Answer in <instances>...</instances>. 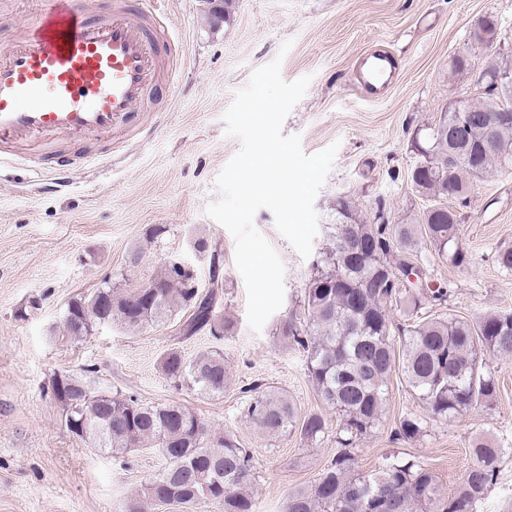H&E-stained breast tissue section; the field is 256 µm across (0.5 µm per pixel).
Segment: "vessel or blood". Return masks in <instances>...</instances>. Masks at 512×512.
<instances>
[{
  "instance_id": "obj_1",
  "label": "vessel or blood",
  "mask_w": 512,
  "mask_h": 512,
  "mask_svg": "<svg viewBox=\"0 0 512 512\" xmlns=\"http://www.w3.org/2000/svg\"><path fill=\"white\" fill-rule=\"evenodd\" d=\"M170 36L144 0H112L88 16L83 0H49L32 25L0 46V149L68 137H111L170 69ZM393 74L388 52L366 56L359 79L381 95Z\"/></svg>"
}]
</instances>
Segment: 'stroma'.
Segmentation results:
<instances>
[{
  "label": "stroma",
  "mask_w": 512,
  "mask_h": 512,
  "mask_svg": "<svg viewBox=\"0 0 512 512\" xmlns=\"http://www.w3.org/2000/svg\"><path fill=\"white\" fill-rule=\"evenodd\" d=\"M46 7V0H0V43ZM150 7L170 35L172 92L150 97L138 108V125L118 128L111 141L57 140L53 152L76 157L70 187L51 190L50 172L23 162L0 165V512H126L137 489L163 465L154 451L115 455L70 433L48 391L61 373L83 377L95 391L192 408L208 429L251 449L257 512H282L289 493L320 476L335 445H307L290 431L263 437L242 414L241 389L259 381L288 391L302 412L322 411L304 357L286 348L278 333L299 310L313 257L336 221L337 198L351 197L366 213L382 209L393 221L415 222L428 204L408 178L418 160L417 132L469 93L489 60L512 64V0H236L233 19L219 26L210 25L202 0H150ZM489 15L500 27L493 50L469 40L475 21ZM286 41L291 48L284 53ZM376 49L392 54L396 74L373 99L355 76L362 58ZM460 52L472 67L449 75V61ZM278 56L286 81L311 79L284 134L300 135L308 154L334 143L339 149L314 202L318 231L311 257H301L280 235L270 211L255 216L285 266L284 303L257 333L247 323L234 239L205 209L218 199L215 178L239 148L224 132L223 114L252 71ZM451 206L469 263L454 267L422 243L435 280L451 284L434 315L473 321L512 311V272L496 261L500 250L512 248V171L478 182L467 201ZM155 225L164 234L147 240ZM200 237L208 250L197 248ZM213 248L224 258L217 309L231 323L221 339L205 331L182 337L184 309L136 335L105 325L84 341L61 340L69 302L103 281L142 288L165 262L178 260L208 291ZM171 348L188 361L205 350L221 352L231 376L223 395L204 397L167 380L159 361ZM486 368L499 381L497 396L451 420L428 417L401 374L393 373L381 422L354 450L356 470L367 474L393 456L415 455L447 496L470 463L473 440L511 448L512 358H487ZM410 413L427 420L426 433L413 442L394 435L399 418Z\"/></svg>",
  "instance_id": "stroma-1"
}]
</instances>
